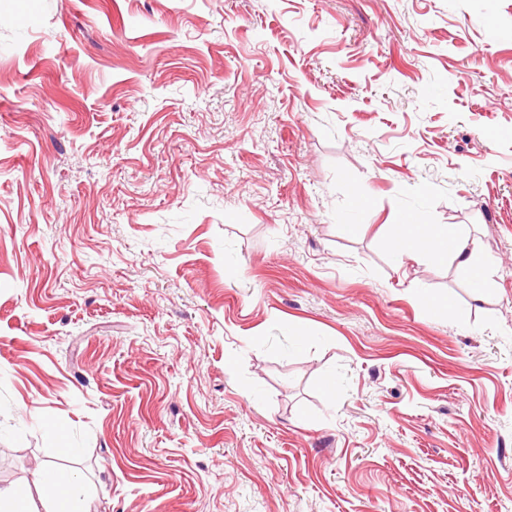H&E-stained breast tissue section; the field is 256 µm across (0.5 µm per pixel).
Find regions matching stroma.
I'll return each instance as SVG.
<instances>
[{
    "label": "stroma",
    "instance_id": "1",
    "mask_svg": "<svg viewBox=\"0 0 512 512\" xmlns=\"http://www.w3.org/2000/svg\"><path fill=\"white\" fill-rule=\"evenodd\" d=\"M50 459L90 512H512V0H0V486ZM395 245L401 256L428 253L443 261L449 257L458 269L482 274L476 266L473 240L455 224H399Z\"/></svg>",
    "mask_w": 512,
    "mask_h": 512
}]
</instances>
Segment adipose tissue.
I'll return each instance as SVG.
<instances>
[{
    "mask_svg": "<svg viewBox=\"0 0 512 512\" xmlns=\"http://www.w3.org/2000/svg\"><path fill=\"white\" fill-rule=\"evenodd\" d=\"M395 245L400 255L428 253L439 260H451L456 267L470 274L477 273L473 240L453 224H401L396 228ZM38 476L41 483L57 478L62 490L54 491L55 512H70L72 506L86 496L83 481L77 471L65 470L56 463L40 465Z\"/></svg>",
    "mask_w": 512,
    "mask_h": 512,
    "instance_id": "1",
    "label": "adipose tissue"
}]
</instances>
